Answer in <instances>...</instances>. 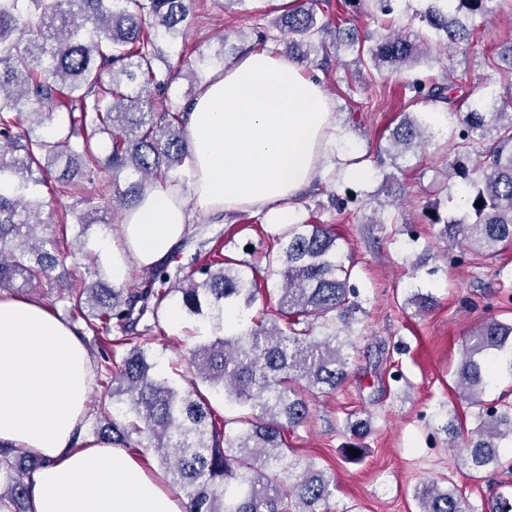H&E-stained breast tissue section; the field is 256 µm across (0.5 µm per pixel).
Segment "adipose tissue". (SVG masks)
Masks as SVG:
<instances>
[{
	"instance_id": "adipose-tissue-1",
	"label": "adipose tissue",
	"mask_w": 512,
	"mask_h": 512,
	"mask_svg": "<svg viewBox=\"0 0 512 512\" xmlns=\"http://www.w3.org/2000/svg\"><path fill=\"white\" fill-rule=\"evenodd\" d=\"M185 118L189 187L146 188L124 210L113 277L128 256L159 262L199 213L263 211L291 224L296 193L330 168L342 135L323 86L267 49L215 72ZM91 370L74 326L37 302L0 297V446L44 460L28 482L32 512H185L135 457L85 436Z\"/></svg>"
}]
</instances>
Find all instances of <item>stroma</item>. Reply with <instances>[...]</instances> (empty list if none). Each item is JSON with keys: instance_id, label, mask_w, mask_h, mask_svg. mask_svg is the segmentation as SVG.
Wrapping results in <instances>:
<instances>
[{"instance_id": "35a3bbf8", "label": "stroma", "mask_w": 512, "mask_h": 512, "mask_svg": "<svg viewBox=\"0 0 512 512\" xmlns=\"http://www.w3.org/2000/svg\"><path fill=\"white\" fill-rule=\"evenodd\" d=\"M284 5V0H245L222 11L212 0H196L186 35L166 48L169 62L182 68L169 100L177 104L196 91L190 74L198 54L217 50L222 37L229 45L227 58H234L235 48L250 50L256 29L268 26ZM472 25L470 46H459L438 60L421 59L399 73L375 71L346 49L337 52L328 73L315 65L318 52H309L305 64L309 74L320 75L340 115L346 132L343 152L364 157L371 170L366 180L354 181L343 169H333L294 202L296 222L327 224L338 234L364 308L355 327L358 350L346 384L333 393L315 394L308 423L285 434L290 457L314 458L333 475L330 512H418L413 489L430 479L448 481L477 512H490V486H512V452H503L499 471L476 479L464 468L459 450L436 429V415L443 410L459 415L464 426L474 423L478 408L461 397L454 371L474 325L490 317L512 319V247L489 259L434 246L437 228L424 221L427 207L444 199L452 214L463 213L461 187L443 186V172L455 155L452 120H445L424 155L396 167L383 159L386 130L409 109L406 82L429 77L452 81L453 95L461 101L483 91L501 97L512 91V84L490 68L495 53L512 42V21L477 17ZM396 187L401 190L398 206L378 212L369 207L370 196L386 199ZM98 191L95 182L82 183L75 194L64 196L38 186L46 233L57 231L63 213L93 214ZM336 198L347 202V214H337L332 205ZM281 231L262 213L195 215L183 237L181 272L198 271L217 245L225 259L250 263L261 287H273L276 277L264 254ZM412 231L420 236L416 250L407 247ZM417 265L422 268L418 274L413 271ZM413 282L434 298L433 308L420 316L402 306ZM200 325L187 316L177 326L160 317L149 348L158 377L188 387L193 379L188 350L209 338ZM352 414L371 425L364 440L367 454L358 463L341 457L352 440L346 428Z\"/></svg>"}]
</instances>
